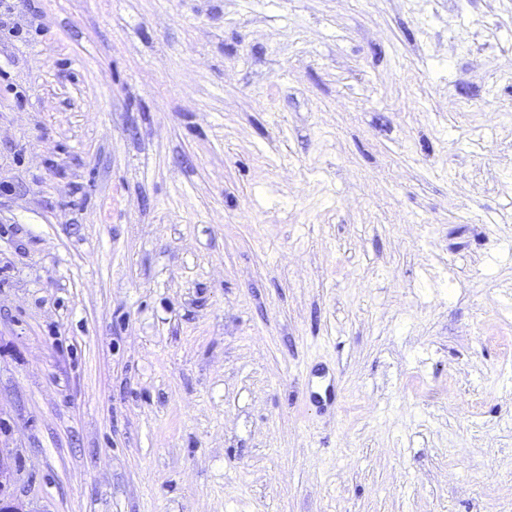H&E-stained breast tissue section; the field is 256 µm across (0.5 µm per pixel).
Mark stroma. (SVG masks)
Segmentation results:
<instances>
[{
  "instance_id": "stroma-1",
  "label": "stroma",
  "mask_w": 512,
  "mask_h": 512,
  "mask_svg": "<svg viewBox=\"0 0 512 512\" xmlns=\"http://www.w3.org/2000/svg\"><path fill=\"white\" fill-rule=\"evenodd\" d=\"M512 0L0 15V452L25 512H512Z\"/></svg>"
}]
</instances>
